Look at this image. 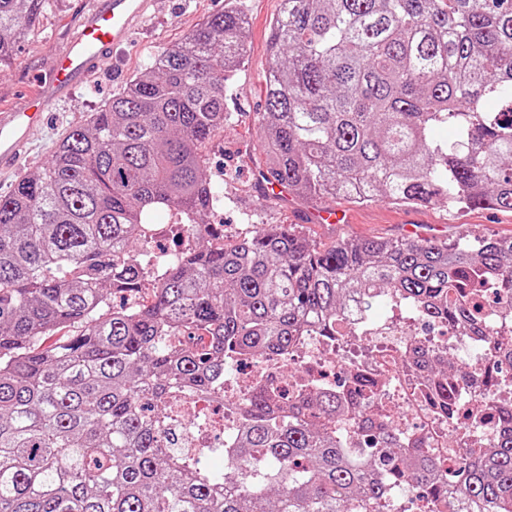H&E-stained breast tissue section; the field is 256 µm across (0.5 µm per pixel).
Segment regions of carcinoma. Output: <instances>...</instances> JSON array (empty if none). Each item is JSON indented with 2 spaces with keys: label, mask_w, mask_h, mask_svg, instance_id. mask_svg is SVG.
Segmentation results:
<instances>
[{
  "label": "carcinoma",
  "mask_w": 512,
  "mask_h": 512,
  "mask_svg": "<svg viewBox=\"0 0 512 512\" xmlns=\"http://www.w3.org/2000/svg\"><path fill=\"white\" fill-rule=\"evenodd\" d=\"M43 5L0 0V68ZM269 49L263 177L310 200L512 210V0H288ZM245 53L231 5L0 194V512H382L397 484L443 512H512L511 408L448 481L375 425L361 387L250 394L222 471L170 438L173 394L215 392L239 355L335 336L348 301L398 298L472 330L488 282L512 300V237L321 249L293 224L226 240L200 222L214 193L203 149ZM161 209L188 217L196 247L156 277L144 246ZM148 282L149 298L112 304ZM409 358L447 409L448 353ZM347 418L366 447L340 431Z\"/></svg>",
  "instance_id": "carcinoma-1"
}]
</instances>
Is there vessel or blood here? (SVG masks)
<instances>
[{
  "instance_id": "vessel-or-blood-1",
  "label": "vessel or blood",
  "mask_w": 512,
  "mask_h": 512,
  "mask_svg": "<svg viewBox=\"0 0 512 512\" xmlns=\"http://www.w3.org/2000/svg\"><path fill=\"white\" fill-rule=\"evenodd\" d=\"M151 6L152 0H83L78 23L54 68L25 98L0 110V176L19 167L32 131L75 86L103 68L111 49L130 41L147 21Z\"/></svg>"
}]
</instances>
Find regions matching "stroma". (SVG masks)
<instances>
[{
	"mask_svg": "<svg viewBox=\"0 0 512 512\" xmlns=\"http://www.w3.org/2000/svg\"><path fill=\"white\" fill-rule=\"evenodd\" d=\"M77 0H46L40 20L22 42L12 63L0 72V107L10 106L33 88L35 78L47 72L75 24ZM247 16L246 62L226 84L227 119L205 148L215 179L224 191V235L232 239L260 224H294L317 245L328 246L341 238H408L420 226L430 237L471 239L512 236V211L508 209L449 208L446 200L424 205H395L381 199L353 205L339 198L314 204L295 197L268 200L261 192L262 160L258 126L265 108V81L269 67V24L281 11V0H240ZM225 0H154L151 15L131 44L110 53L105 69L77 87L50 113L47 123L33 135V150L20 169L28 174L44 166L57 142L84 122L113 93L148 65L150 57L185 37L204 19L223 10ZM344 211L347 223L334 226L312 222L317 206Z\"/></svg>",
	"mask_w": 512,
	"mask_h": 512,
	"instance_id": "stroma-1",
	"label": "stroma"
}]
</instances>
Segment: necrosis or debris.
Here are the masks:
<instances>
[{
	"label": "necrosis or debris",
	"instance_id": "4bbe7bcc",
	"mask_svg": "<svg viewBox=\"0 0 512 512\" xmlns=\"http://www.w3.org/2000/svg\"><path fill=\"white\" fill-rule=\"evenodd\" d=\"M385 337L383 346L369 350L354 367L380 383L377 396L369 399L371 413L380 423L392 425L401 445L422 440L428 452L448 471L469 457L475 446L469 434L471 410L483 407L484 429L481 438L491 444L498 427L493 421L497 408L512 406V394H486L472 386L490 344L486 337L457 332L437 321L426 320L404 303L384 304L372 318L349 310L342 318L333 339L307 332L296 337L287 356L277 354L261 358H242L224 369V395L194 399L169 426L191 448H207L215 434L227 435L237 424L238 411L228 401L242 402L256 386L272 388L276 394H294L297 377H305L311 387L331 390L342 378L344 366L331 352L349 338ZM448 349L457 364L470 375L456 384L453 417H446L431 403V384L407 362L416 345Z\"/></svg>",
	"mask_w": 512,
	"mask_h": 512
}]
</instances>
